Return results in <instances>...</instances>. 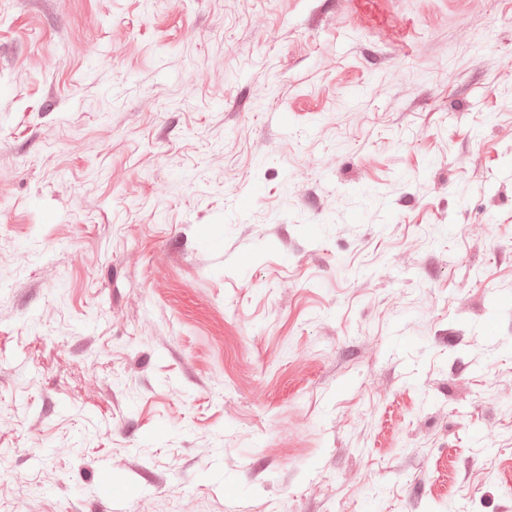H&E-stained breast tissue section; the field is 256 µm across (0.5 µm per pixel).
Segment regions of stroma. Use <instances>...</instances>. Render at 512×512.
I'll list each match as a JSON object with an SVG mask.
<instances>
[{"mask_svg": "<svg viewBox=\"0 0 512 512\" xmlns=\"http://www.w3.org/2000/svg\"><path fill=\"white\" fill-rule=\"evenodd\" d=\"M449 502L512 512V0H0V512Z\"/></svg>", "mask_w": 512, "mask_h": 512, "instance_id": "stroma-1", "label": "stroma"}]
</instances>
